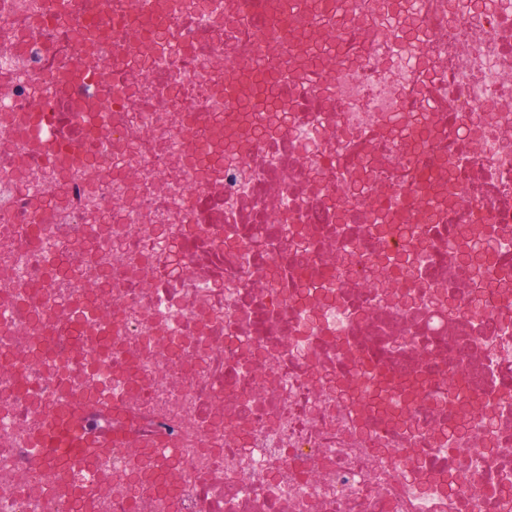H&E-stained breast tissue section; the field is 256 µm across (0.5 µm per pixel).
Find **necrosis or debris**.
Segmentation results:
<instances>
[{
    "mask_svg": "<svg viewBox=\"0 0 512 512\" xmlns=\"http://www.w3.org/2000/svg\"><path fill=\"white\" fill-rule=\"evenodd\" d=\"M131 2L81 43L50 0H0V113L87 100L119 140L63 170L0 130V238L25 235L0 261V512H45L18 476L54 370L14 336L41 330L49 253L59 312L92 281L86 307L112 301L57 355L97 332L72 382L136 398L112 426L152 442L73 473L92 512H512V0H309L320 25L295 33L329 62L291 74L273 0L144 23ZM75 52L97 82L55 80ZM259 55L276 123L224 97ZM201 121L245 133L198 145Z\"/></svg>",
    "mask_w": 512,
    "mask_h": 512,
    "instance_id": "4bbe7bcc",
    "label": "necrosis or debris"
}]
</instances>
